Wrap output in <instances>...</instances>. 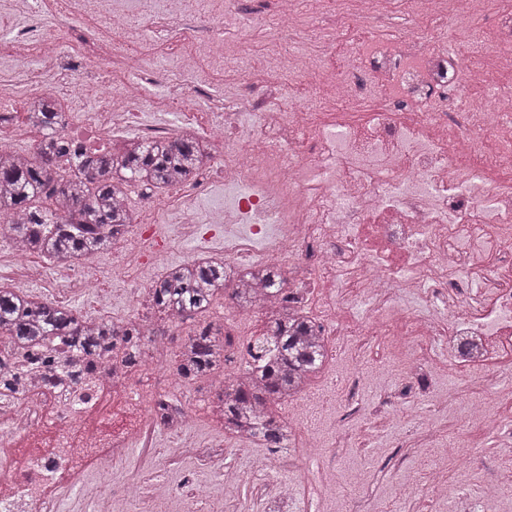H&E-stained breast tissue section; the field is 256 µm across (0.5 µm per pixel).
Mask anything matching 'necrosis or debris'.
I'll return each instance as SVG.
<instances>
[{"label": "necrosis or debris", "mask_w": 512, "mask_h": 512, "mask_svg": "<svg viewBox=\"0 0 512 512\" xmlns=\"http://www.w3.org/2000/svg\"><path fill=\"white\" fill-rule=\"evenodd\" d=\"M154 0H139L152 32L191 20L206 35L179 53L196 85L209 84L204 59L224 50L223 30L240 22L236 0H168L161 15ZM334 0H272L277 34L298 42L309 17L327 13L337 28L324 56L305 50L274 65L257 62L238 72V94L193 95L147 66L137 28L117 19L112 0H16L31 11L30 25L0 40V55L18 62V80L0 79V149L29 155L37 130L11 120L21 97L45 96L65 111L94 97L69 136L97 147L139 137L190 134L223 145L194 180L147 194L145 210L178 214L202 254L220 237L219 223L247 225L223 239L225 262L288 271V306L313 313L323 336L351 346L352 359L377 338L401 356V372L416 378L436 370L460 384L478 381L485 397L467 402L461 422L477 423L512 447V417L497 403H512V9L484 16L481 0H355L368 29L346 25ZM408 19L387 30L391 15ZM89 30L77 50L86 81L74 85L62 62L60 40L74 21ZM466 25L468 57L445 61ZM36 59L57 60L45 85ZM120 63L127 76L107 91L95 83L101 67ZM155 113L145 122L144 110ZM224 181V216L199 215L198 199L213 175ZM221 238V237H220ZM170 240L158 224H138L126 259L113 278L132 287L127 318L150 317L145 270L161 272ZM37 256H0V279L16 286L46 280ZM420 310L404 307L406 295ZM366 300L370 314L358 318ZM471 339L472 357L458 351ZM441 339L447 353L429 359L419 340ZM174 382L155 363L116 380L110 367L83 386L39 383L0 399V512H60L58 489L75 484L92 512H112L116 499L135 496L139 512H167L171 491L161 482L109 484L130 447L154 455V413L159 388ZM27 443L16 458L13 447ZM408 495L458 501L462 491L440 467L427 475L400 473Z\"/></svg>", "instance_id": "1"}]
</instances>
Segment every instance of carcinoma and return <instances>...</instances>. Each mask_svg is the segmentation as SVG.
<instances>
[{
	"label": "carcinoma",
	"instance_id": "cac0c4a2",
	"mask_svg": "<svg viewBox=\"0 0 512 512\" xmlns=\"http://www.w3.org/2000/svg\"><path fill=\"white\" fill-rule=\"evenodd\" d=\"M27 119L41 130L28 158L0 151V220L25 253L59 265L109 248L137 216L126 203L133 185L168 189L192 178L208 159L207 144L191 135L131 140L120 152L96 150L68 137L66 113L56 107L26 103ZM239 281L231 294L249 309L262 298L280 312L268 318L260 336L249 343L244 372L224 373V329L211 322L186 333L178 347L175 371L185 381L216 383L211 413L224 432L266 448H289L291 433L273 405L302 393L323 369L328 345L308 319L288 310L281 271L256 274L213 259H195L166 268L151 288L152 326L135 320L104 325L89 322L69 305L33 299L0 286V395L23 393L39 366L62 359L56 372L86 380L112 361V375H127L146 362L155 337L173 333L172 318L193 320L216 299L226 297L227 283Z\"/></svg>",
	"mask_w": 512,
	"mask_h": 512
}]
</instances>
